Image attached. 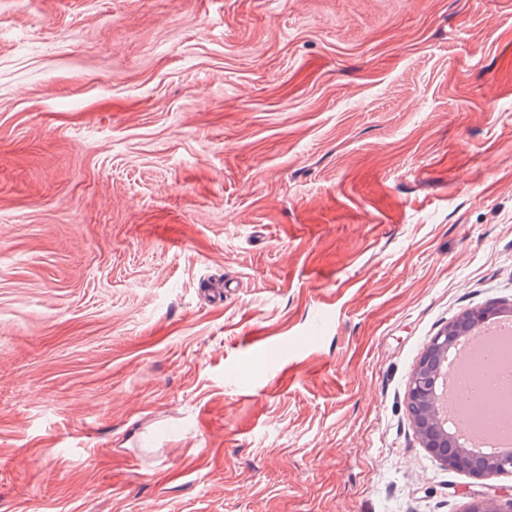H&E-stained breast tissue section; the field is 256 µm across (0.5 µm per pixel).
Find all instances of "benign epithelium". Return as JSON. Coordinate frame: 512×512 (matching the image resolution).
<instances>
[{"label":"benign epithelium","mask_w":512,"mask_h":512,"mask_svg":"<svg viewBox=\"0 0 512 512\" xmlns=\"http://www.w3.org/2000/svg\"><path fill=\"white\" fill-rule=\"evenodd\" d=\"M511 311V303L463 311L430 339L408 386V415L423 447L442 466L466 472L478 480H492L502 474H512V453L469 448L460 434H451L443 428L436 381L441 362L448 358L450 350L471 328ZM466 512H512V493H479L473 497Z\"/></svg>","instance_id":"benign-epithelium-1"}]
</instances>
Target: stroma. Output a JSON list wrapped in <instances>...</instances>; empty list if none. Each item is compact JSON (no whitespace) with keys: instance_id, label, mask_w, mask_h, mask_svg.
<instances>
[{"instance_id":"1","label":"stroma","mask_w":512,"mask_h":512,"mask_svg":"<svg viewBox=\"0 0 512 512\" xmlns=\"http://www.w3.org/2000/svg\"><path fill=\"white\" fill-rule=\"evenodd\" d=\"M510 301L512 0H0V512H464ZM511 307V303L496 304L463 311L430 339L408 386V415L423 447L442 466L466 472L478 480H492L502 474H512V453L476 449L488 442L498 448L510 449L512 437L493 435L476 426L470 419V407L462 403L451 410V416L455 427L465 435L467 443L473 448L467 447L465 439L458 432L451 434L440 423L442 408L437 401L436 381L441 362L448 359L450 350L473 327L510 313ZM511 319L503 318L484 327L481 326L472 336H469L458 346L454 348V357L452 362L446 364L440 372L438 379L437 394L444 395L445 405L447 400H456V395L447 397V391L452 388L457 389V373L461 367L470 361L472 349L477 341H481L490 349L506 348L512 342ZM444 405V406H445ZM475 373H482L486 379V389L483 397L473 406V417L479 421L498 425L503 419L504 392L508 386L505 385L495 372L488 369L484 363H477L472 368L460 373L462 379H467Z\"/></svg>"}]
</instances>
